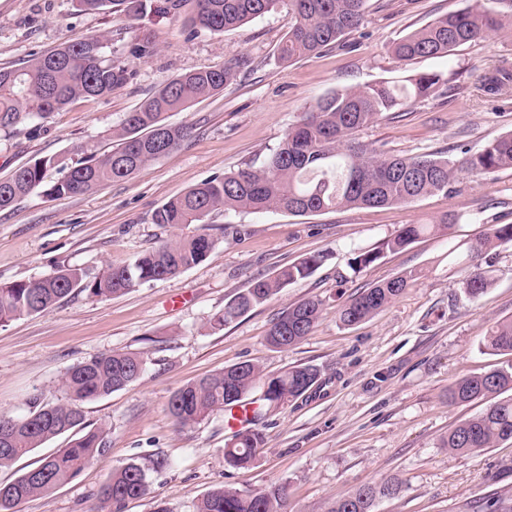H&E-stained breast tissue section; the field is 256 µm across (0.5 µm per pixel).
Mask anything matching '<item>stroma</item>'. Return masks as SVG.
<instances>
[{"mask_svg": "<svg viewBox=\"0 0 512 512\" xmlns=\"http://www.w3.org/2000/svg\"><path fill=\"white\" fill-rule=\"evenodd\" d=\"M143 0L136 16L123 11L77 12L70 0H0V69L101 32L118 45L152 33L157 53L132 60L133 78L111 95L84 98L43 120L0 130V177L16 166L52 158L56 181L65 167L100 156L111 132L167 80L205 67L235 65L221 93L167 116L186 137L141 172L95 192L51 198L33 192L0 211V285L40 278L75 266L95 275L150 250L172 231L152 224V212L201 181L260 164L288 128L329 92L362 88L407 72H437L446 83L433 97L388 112L359 139L398 156L430 154L457 161L512 130V83L496 94L484 79L512 62V26L464 45L453 55L407 63L391 44L476 0H366L361 26L320 53L290 64L277 48L288 16L273 11L223 33L190 32L183 18L154 13ZM454 213L447 234L428 233L399 251L386 241L404 226ZM512 224V169L484 178L456 173L447 191L407 205L342 207L315 215L285 212L216 215L219 246L199 265L118 297L96 299L73 291L46 312L0 324V415L29 413L33 398H65L60 380L72 365L112 351L144 353L135 383L82 406L87 428L104 429L108 452L49 494L23 501L18 512H91L116 468L150 470L148 495L124 512H194L210 489L255 490L288 485V512H328L330 503L364 483L394 479L398 496L378 512H471L491 493L512 496V441L467 457L443 448L459 422L484 402L454 405L456 379L512 365V353L494 354L480 342L496 322L512 318V243L485 256L495 281L469 297L461 266L449 249ZM380 252L362 270L350 262ZM320 254L315 272L281 290L223 330L208 319L251 279ZM418 277L372 319L343 325L337 311L358 291L404 272ZM318 297L325 310L314 331L284 350L267 346L268 329L300 300ZM238 362L269 375L315 366L318 387L260 420L264 446L248 468L225 464L231 432L217 411L200 424L179 426L170 413L173 393L187 383ZM170 466L151 470L153 459Z\"/></svg>", "mask_w": 512, "mask_h": 512, "instance_id": "stroma-1", "label": "stroma"}]
</instances>
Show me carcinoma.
I'll list each match as a JSON object with an SVG mask.
<instances>
[{"instance_id":"obj_1","label":"carcinoma","mask_w":512,"mask_h":512,"mask_svg":"<svg viewBox=\"0 0 512 512\" xmlns=\"http://www.w3.org/2000/svg\"><path fill=\"white\" fill-rule=\"evenodd\" d=\"M193 9L187 17L191 29L222 33L271 11L290 17V26L278 47L281 62L316 53L357 29L363 22L365 0H157L161 14L181 12L187 2ZM80 12L98 11L113 4L137 14L142 0H70ZM512 21V0H484L478 7L434 19L407 34L391 47L400 62L419 57L449 56L459 46L486 38ZM158 49L145 34L126 49H108L105 35H91L81 42L58 47L33 58L17 69L0 71V128L8 130L25 119L43 118L79 98L104 97L124 87L132 78L129 59H145ZM232 66L186 72L164 82L137 109L126 113L112 132L117 147L102 156H90L67 168L62 178L44 187L52 159H38L0 179V211L22 196L44 189L60 197L94 191L105 182L127 178L178 146L184 129L166 122L165 114L182 111L194 101L224 90L235 77ZM444 84L442 74L422 72L397 80L379 81L364 88L335 91L320 98L313 108L284 135L258 165L213 176L158 207L151 223L187 232L175 235L123 266H108L89 277L68 267L38 279L0 285V323L39 314L78 289L91 298L122 295L142 284L163 281L203 262L216 248L209 220L216 213H255L278 210L296 216L313 215L337 207L409 204L435 192L448 191L454 172L482 177L512 169V131L489 141L480 151L459 164L429 154L413 157L385 155L357 141L358 132L373 126L385 112L400 110L427 99ZM454 216L427 224H409L387 240L386 248H404L428 232H448ZM512 242V224H494L485 236L467 243L455 254L459 264L470 263L464 281L471 297L483 294L494 282L492 271L480 259L493 247ZM320 254L310 255L282 267L271 276L257 277L224 303V309L209 319L213 330L236 321L262 305L286 286L309 277L322 263ZM413 279L405 274L361 291L338 310L339 320L355 325L377 314L399 297ZM323 302L308 298L288 307L271 325L267 344L284 349L303 340L315 328ZM481 346L492 352H512V319L497 322L483 337ZM146 359L142 353L101 354L70 367L61 380L66 401L45 404L19 417L6 449H0V468L32 453L46 442L83 425L81 406L122 389L139 379ZM319 379L310 365L295 366L266 376L252 363H235L215 375L190 382L170 400V412L180 426L204 420L216 410L231 409L254 390L261 391V407L284 406L308 392ZM238 399L225 402L228 391ZM489 396L498 400L480 413L454 426L443 447L470 455L494 444L512 440V367L493 369L455 381L448 388V401L470 403ZM255 427L235 432L224 444V461L236 468L253 464L263 446ZM107 450L105 431L88 430L67 447L41 459L40 463L0 483V512H17L22 501L45 495L57 485L74 479ZM150 491L148 469L126 464L114 472L98 494L95 512H123L126 503ZM392 482L363 484L336 499L328 512H377L383 499L395 496ZM288 483L258 491L216 487L196 504L195 512H286Z\"/></svg>"}]
</instances>
